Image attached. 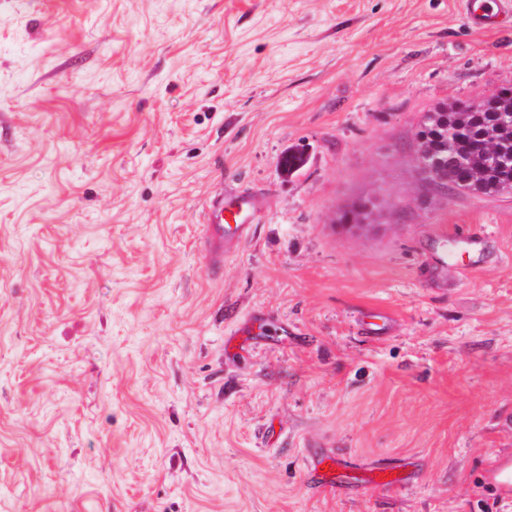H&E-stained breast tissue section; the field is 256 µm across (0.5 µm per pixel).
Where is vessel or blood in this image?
Returning a JSON list of instances; mask_svg holds the SVG:
<instances>
[{
	"label": "vessel or blood",
	"instance_id": "obj_1",
	"mask_svg": "<svg viewBox=\"0 0 512 512\" xmlns=\"http://www.w3.org/2000/svg\"><path fill=\"white\" fill-rule=\"evenodd\" d=\"M465 17L475 27L491 28L492 18L512 13V0H462ZM255 202L251 197H238L232 209H225L221 200H214L204 215L203 252L213 271H221L226 256L248 239L256 220ZM346 464L334 455L319 459L314 468L316 479L323 485H336L342 481Z\"/></svg>",
	"mask_w": 512,
	"mask_h": 512
}]
</instances>
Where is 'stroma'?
<instances>
[{
    "instance_id": "stroma-1",
    "label": "stroma",
    "mask_w": 512,
    "mask_h": 512,
    "mask_svg": "<svg viewBox=\"0 0 512 512\" xmlns=\"http://www.w3.org/2000/svg\"><path fill=\"white\" fill-rule=\"evenodd\" d=\"M510 85L460 0H0V512H512V192L417 163ZM254 200L240 196L228 214H224V202L215 199L204 215L203 252L206 261L215 273L224 266V257L234 252L237 246L251 235L256 220ZM325 468H330V471H325ZM346 468L347 464L344 461H341L337 456L335 457L331 454H325L315 463L313 472L320 484L336 485L343 483L340 470ZM321 470H324V473H321Z\"/></svg>"
}]
</instances>
